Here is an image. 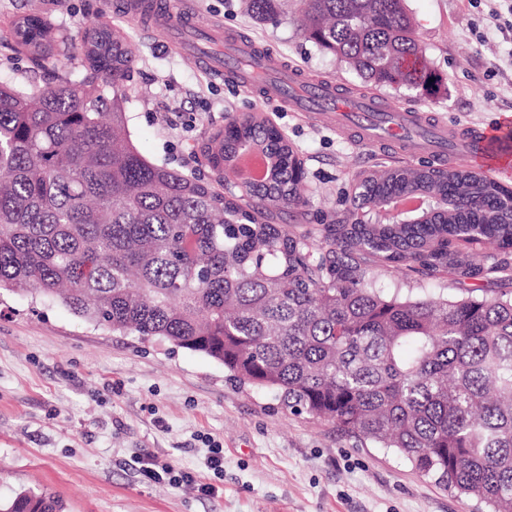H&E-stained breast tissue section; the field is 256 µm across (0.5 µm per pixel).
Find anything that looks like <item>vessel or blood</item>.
I'll return each mask as SVG.
<instances>
[{
  "label": "vessel or blood",
  "instance_id": "b4317fda",
  "mask_svg": "<svg viewBox=\"0 0 512 512\" xmlns=\"http://www.w3.org/2000/svg\"><path fill=\"white\" fill-rule=\"evenodd\" d=\"M124 17L135 24H147L167 39L170 48L199 68L224 71L236 84L259 88L266 100L288 104L296 112H318L336 128L355 133L358 144L373 139L374 129H383V142L406 141L410 131L421 130L419 153L444 159L449 149H457L464 158H480L496 168L501 156L494 149L500 128L459 130L446 125L423 122L415 111L401 109L396 120L377 113L374 99H358L339 93L334 82L303 80L295 68L280 67L277 81L259 83L260 66L252 60L254 47L218 24L199 30L191 0H122ZM263 154L255 149L237 163L240 178L259 180L263 172Z\"/></svg>",
  "mask_w": 512,
  "mask_h": 512
}]
</instances>
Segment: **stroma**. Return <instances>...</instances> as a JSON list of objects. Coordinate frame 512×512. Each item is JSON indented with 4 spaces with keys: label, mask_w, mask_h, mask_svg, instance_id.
<instances>
[{
    "label": "stroma",
    "mask_w": 512,
    "mask_h": 512,
    "mask_svg": "<svg viewBox=\"0 0 512 512\" xmlns=\"http://www.w3.org/2000/svg\"><path fill=\"white\" fill-rule=\"evenodd\" d=\"M117 0H0V82L26 90L83 72L80 49L35 68L15 48L13 21L36 13L81 42L107 22L134 63L124 91L131 139L149 161L213 180L201 150L233 116L262 112L296 148L303 216L288 230L318 235L345 207L353 178L431 164L414 150L353 146L348 134L288 105H267L168 50L122 18ZM201 26L225 31L346 94L410 108L428 123H505L512 131V7L506 0H406L417 38L444 81L431 96L375 88L306 40L295 0L278 23L257 24L246 0H194ZM224 450L222 475L207 468ZM190 473L145 476L150 456ZM60 496L64 512H476L403 458L344 437L325 419L281 409L274 393L239 386L222 363L158 339L96 326L59 301L0 290V501L21 491Z\"/></svg>",
    "instance_id": "1"
}]
</instances>
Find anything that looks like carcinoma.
<instances>
[{"instance_id":"carcinoma-1","label":"carcinoma","mask_w":512,"mask_h":512,"mask_svg":"<svg viewBox=\"0 0 512 512\" xmlns=\"http://www.w3.org/2000/svg\"><path fill=\"white\" fill-rule=\"evenodd\" d=\"M287 0H249L259 23ZM303 34L374 87L434 91L404 0H300ZM11 32L36 66L51 29ZM87 74L23 92L0 83V289L61 300L119 332L160 339L275 392L281 407L391 448L445 490L512 512V293L474 295L512 276V198L465 163L360 176L348 211L312 240L273 222L305 204L301 162L266 117L224 128L213 183L145 159L127 131L122 89L133 58L106 25L84 39ZM112 87L107 98L101 85ZM261 147L268 172L238 180ZM419 191L418 215L392 203ZM495 250L473 261L464 249ZM442 273L460 294L386 295L373 270ZM0 512H63L23 491Z\"/></svg>"}]
</instances>
